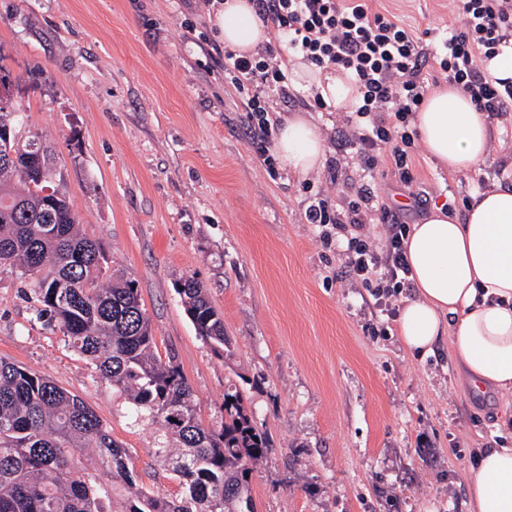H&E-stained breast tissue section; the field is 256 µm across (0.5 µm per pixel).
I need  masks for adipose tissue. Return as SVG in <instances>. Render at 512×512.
<instances>
[{
  "mask_svg": "<svg viewBox=\"0 0 512 512\" xmlns=\"http://www.w3.org/2000/svg\"><path fill=\"white\" fill-rule=\"evenodd\" d=\"M218 29L225 45L241 53L268 39L249 0H224ZM290 74L294 87L336 107L353 98L339 69L299 63ZM414 126L427 153L454 174L473 172L491 139L488 113L449 83L426 94ZM274 150L283 169L306 176L321 167L325 147L319 128L297 115L280 126ZM403 247L415 288L398 315L405 350L424 357L448 338L472 393L512 400V169L503 170L495 187L474 189L463 216L431 211L411 226ZM468 494L472 512H512V448L478 453Z\"/></svg>",
  "mask_w": 512,
  "mask_h": 512,
  "instance_id": "adipose-tissue-1",
  "label": "adipose tissue"
}]
</instances>
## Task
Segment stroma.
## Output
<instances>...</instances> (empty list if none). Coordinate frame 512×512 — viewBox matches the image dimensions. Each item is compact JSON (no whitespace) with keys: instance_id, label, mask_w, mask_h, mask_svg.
<instances>
[{"instance_id":"1","label":"stroma","mask_w":512,"mask_h":512,"mask_svg":"<svg viewBox=\"0 0 512 512\" xmlns=\"http://www.w3.org/2000/svg\"><path fill=\"white\" fill-rule=\"evenodd\" d=\"M412 29L456 26L455 0H377ZM0 60L19 79L18 142L41 136L51 188L108 271L135 280L159 355L175 353L204 425L240 392L268 448L251 477L256 512H470L478 451L512 448L496 424L512 405L469 396L447 341L420 359L396 334L400 301L377 304L341 279L335 245L305 223L309 193L346 205L364 173L339 151L343 111L306 110L326 141L310 176L269 170L238 126L224 43L203 0H0ZM488 156L453 175L417 148L411 185L375 176L407 224L442 195L463 213L472 186L512 164V112ZM194 276L224 316L226 350L198 336L177 281ZM34 279L0 271V357L78 395L128 454L140 487L178 484L155 456L157 427L134 422L94 367L34 315Z\"/></svg>"}]
</instances>
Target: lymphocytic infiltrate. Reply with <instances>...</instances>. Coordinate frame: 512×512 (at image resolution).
<instances>
[{
    "instance_id": "lymphocytic-infiltrate-1",
    "label": "lymphocytic infiltrate",
    "mask_w": 512,
    "mask_h": 512,
    "mask_svg": "<svg viewBox=\"0 0 512 512\" xmlns=\"http://www.w3.org/2000/svg\"><path fill=\"white\" fill-rule=\"evenodd\" d=\"M250 2L256 15L270 23L277 42L248 54L225 49L224 82L238 94L241 123L266 166L274 164L271 136L277 107L293 97L288 69L298 60L338 67L350 76L355 98L344 122L345 142L367 173L389 157L402 180H409L408 154L418 137L413 119L427 91V72L444 75L479 111L512 108V83L491 78L481 66L512 36V0H458L457 26L420 32L375 9L373 0ZM375 213L386 227L381 252L362 232ZM304 218L309 224L335 225L346 240L341 253L346 275L377 300H390L408 287L410 270L402 247L407 227L396 212L380 206L371 184L359 186L342 209L332 207L323 193L310 195Z\"/></svg>"
}]
</instances>
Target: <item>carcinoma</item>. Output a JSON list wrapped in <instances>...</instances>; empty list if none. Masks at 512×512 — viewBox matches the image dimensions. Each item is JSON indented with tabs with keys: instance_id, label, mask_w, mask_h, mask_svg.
Returning <instances> with one entry per match:
<instances>
[{
	"instance_id": "carcinoma-1",
	"label": "carcinoma",
	"mask_w": 512,
	"mask_h": 512,
	"mask_svg": "<svg viewBox=\"0 0 512 512\" xmlns=\"http://www.w3.org/2000/svg\"><path fill=\"white\" fill-rule=\"evenodd\" d=\"M24 121L0 102V133ZM0 156V270L35 278V318L58 327L124 399L135 420L159 427L156 456L178 482L160 499L136 487L120 446L85 402L52 380L0 358V512H255L250 478L267 448L239 392L224 393V419L206 427L176 355H155L135 281L106 275L105 251L81 233L66 197L46 203ZM184 312L214 348L224 317L193 276L176 285ZM96 452L102 481L76 457Z\"/></svg>"
}]
</instances>
